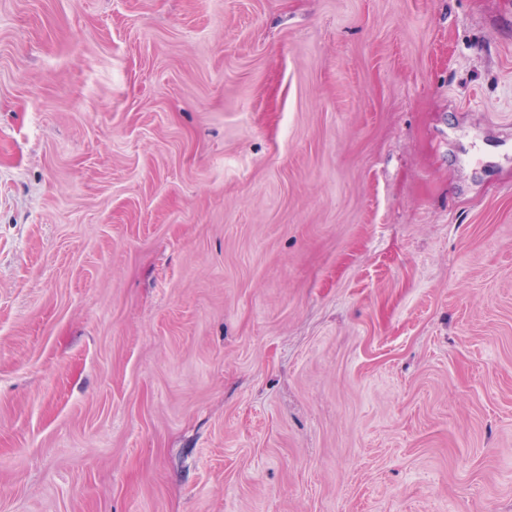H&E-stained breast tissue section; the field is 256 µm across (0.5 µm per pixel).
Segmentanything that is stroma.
I'll list each match as a JSON object with an SVG mask.
<instances>
[{
  "label": "stroma",
  "mask_w": 512,
  "mask_h": 512,
  "mask_svg": "<svg viewBox=\"0 0 512 512\" xmlns=\"http://www.w3.org/2000/svg\"><path fill=\"white\" fill-rule=\"evenodd\" d=\"M0 512H512V0H0Z\"/></svg>",
  "instance_id": "obj_1"
}]
</instances>
